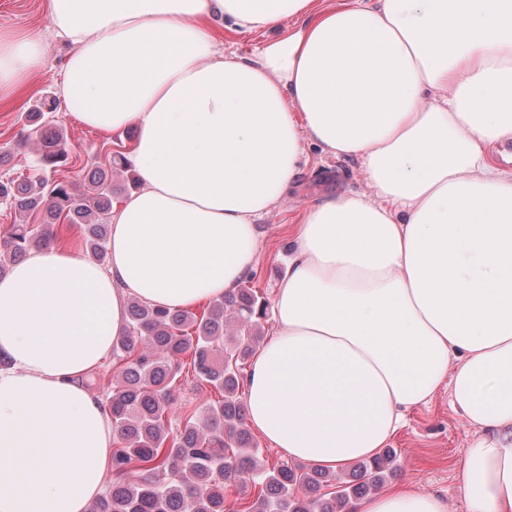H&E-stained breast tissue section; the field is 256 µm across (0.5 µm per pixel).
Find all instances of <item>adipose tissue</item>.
I'll return each instance as SVG.
<instances>
[{
  "label": "adipose tissue",
  "instance_id": "1",
  "mask_svg": "<svg viewBox=\"0 0 512 512\" xmlns=\"http://www.w3.org/2000/svg\"><path fill=\"white\" fill-rule=\"evenodd\" d=\"M71 46L58 92L102 132L136 128L141 186L112 209L110 262L32 251L0 277V512H88L114 434L86 379L139 299L183 308L255 268L256 224L305 143L368 191L308 208L247 376V421L292 461L376 456L447 387L472 429L467 512H512V0H48ZM303 25L250 58L214 34ZM39 32L0 30V99L42 74ZM351 512H449L408 483Z\"/></svg>",
  "mask_w": 512,
  "mask_h": 512
}]
</instances>
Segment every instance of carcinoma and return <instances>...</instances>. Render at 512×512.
I'll list each match as a JSON object with an SVG mask.
<instances>
[{
    "label": "carcinoma",
    "instance_id": "carcinoma-1",
    "mask_svg": "<svg viewBox=\"0 0 512 512\" xmlns=\"http://www.w3.org/2000/svg\"><path fill=\"white\" fill-rule=\"evenodd\" d=\"M55 110V102L44 100L24 115L20 137L35 147L29 174L0 175V205L23 216L0 236V276L31 250L51 246L55 221L62 217L79 226L93 260L102 265L109 260L112 173L129 172V162L119 154L106 164L91 163L82 192L51 177L70 155L64 130H49L44 121L45 113ZM267 306L246 285L211 301L199 314L136 300L129 304L128 334L112 346L115 382L107 397L117 436L112 484L88 512H227L224 483L236 479L254 487L241 512H349L351 500L384 485L395 472L390 448L356 463L350 481L317 467L257 464L259 448L246 428L239 389L262 339L260 319ZM185 357L198 382L217 390L221 399L207 404L201 418L185 417L173 434L167 415ZM298 488L306 493H295Z\"/></svg>",
    "mask_w": 512,
    "mask_h": 512
}]
</instances>
